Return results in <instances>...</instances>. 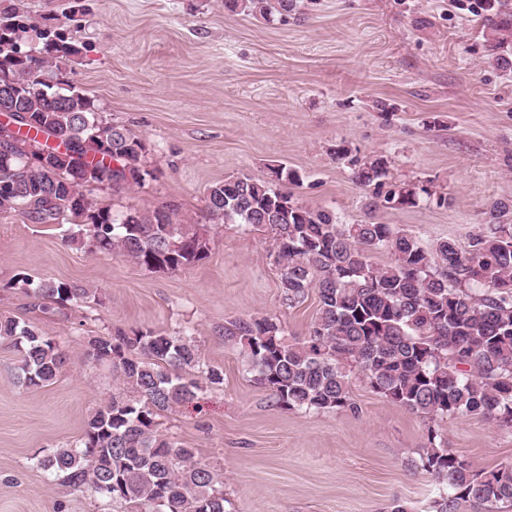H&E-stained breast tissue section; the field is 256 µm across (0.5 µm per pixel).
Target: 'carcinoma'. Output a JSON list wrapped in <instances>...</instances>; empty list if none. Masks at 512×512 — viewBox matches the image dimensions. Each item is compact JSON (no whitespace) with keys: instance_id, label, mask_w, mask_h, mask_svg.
Masks as SVG:
<instances>
[{"instance_id":"carcinoma-1","label":"carcinoma","mask_w":512,"mask_h":512,"mask_svg":"<svg viewBox=\"0 0 512 512\" xmlns=\"http://www.w3.org/2000/svg\"><path fill=\"white\" fill-rule=\"evenodd\" d=\"M484 23L497 32L496 61L512 66V5L485 0ZM225 8L287 18L298 0H224ZM19 26L0 15V84L32 82L47 94L20 96L12 121L25 136L45 138L48 163L16 149L0 151V216L33 224H70L71 242L121 252L151 271H173L207 257L201 230L175 221L172 210L115 212L90 198L108 181L141 185L148 169L143 139L108 121L77 87L54 84L50 60L74 49L42 32L33 55L17 48ZM367 191L366 208L448 205V194L427 185L384 190L382 156L361 157L345 144L333 150ZM294 170L230 176L209 188L205 208L226 224L268 234L280 267L283 301L293 307L314 290L319 312L309 334L288 341L272 317L242 318L218 330L241 351L257 384L290 409L358 412L351 374L388 402L431 421L481 416L512 430V204H490L488 221L467 245L454 239L423 243L368 217L341 223L336 213L301 204L288 185ZM389 253L386 265L371 253ZM28 307L44 314L72 301L101 300L96 291L66 282L22 279ZM0 339L19 354L17 379L27 388L52 384L69 357L40 327L0 315ZM86 355L112 364L123 391L88 418L81 439L37 460L38 468L72 491L89 492L126 512H230L224 474L195 459L194 450L157 430L156 417L197 397L202 383L223 373L201 361L189 333L152 329L89 338ZM420 467L439 484L430 512H498L512 504V464L477 470L448 438L428 428Z\"/></svg>"}]
</instances>
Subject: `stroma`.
Here are the masks:
<instances>
[{"label":"stroma","instance_id":"1","mask_svg":"<svg viewBox=\"0 0 512 512\" xmlns=\"http://www.w3.org/2000/svg\"><path fill=\"white\" fill-rule=\"evenodd\" d=\"M13 8L22 50L58 34L75 49L57 61L63 80L149 148L155 179L97 199L176 207L179 222L205 230L208 255L154 272L69 242L67 225L0 217V314L50 332L71 357L54 383L28 389L14 347L0 341V512H112L56 485L37 461L78 442L117 389L111 364L84 356L85 337L148 328L191 330L224 374L159 429L223 472L232 512H383L396 499L429 512L437 486L419 467L429 420L360 381L355 414L280 407L219 338L228 321L268 316L303 338L318 297L283 303L266 236L211 218L204 197L226 176L282 163L302 177L299 202L363 220L366 192L330 153L343 141L387 157L389 186L431 182L448 194L445 207L384 209L378 221L429 243H467L492 201L512 203V70L495 63L480 0H303L299 18L284 21L228 11L224 0H0V11ZM23 276L91 288L101 302L35 312ZM439 429L474 468L512 463V432L481 417Z\"/></svg>","mask_w":512,"mask_h":512}]
</instances>
